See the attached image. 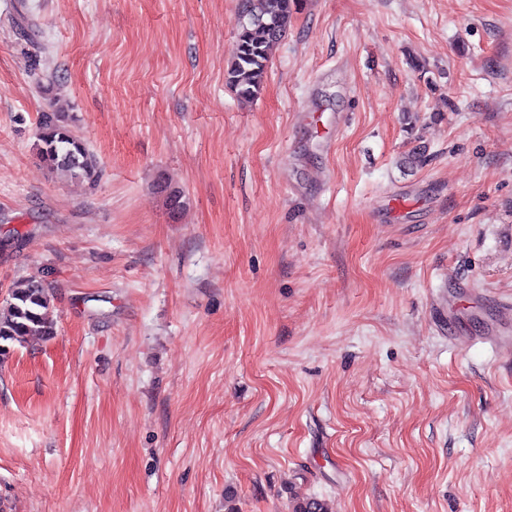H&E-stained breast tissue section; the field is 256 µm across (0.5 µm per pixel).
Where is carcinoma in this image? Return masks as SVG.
Returning <instances> with one entry per match:
<instances>
[{
  "label": "carcinoma",
  "instance_id": "obj_1",
  "mask_svg": "<svg viewBox=\"0 0 512 512\" xmlns=\"http://www.w3.org/2000/svg\"><path fill=\"white\" fill-rule=\"evenodd\" d=\"M296 8L297 0H239L237 39L224 80L240 101L249 103L260 95L271 52L286 33ZM35 148L47 169L97 181V159L71 129L63 107L41 113ZM52 300L42 282L33 278L12 290L6 309L0 312V356L9 355L12 345L29 337L53 335ZM293 512H330V508L321 500L306 497L295 502Z\"/></svg>",
  "mask_w": 512,
  "mask_h": 512
}]
</instances>
